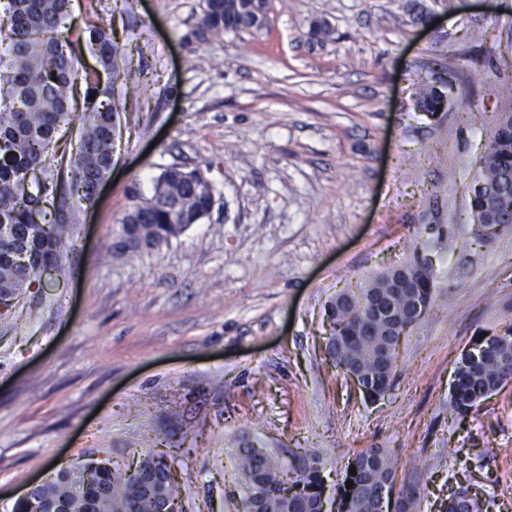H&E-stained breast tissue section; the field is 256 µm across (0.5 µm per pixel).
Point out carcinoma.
Listing matches in <instances>:
<instances>
[{"label":"carcinoma","instance_id":"obj_1","mask_svg":"<svg viewBox=\"0 0 512 512\" xmlns=\"http://www.w3.org/2000/svg\"><path fill=\"white\" fill-rule=\"evenodd\" d=\"M70 0H6L7 23H0V310L12 313L16 304L40 283L44 268L58 267L70 247L74 204H91L96 185L112 169V133L116 112L109 89L101 88L100 72H112L116 45L96 27L85 30V41L100 70L85 72L84 110L72 112L70 89L81 51L80 39L63 32ZM249 12L224 10V0H206L194 32L203 42L209 33L253 27ZM94 99H89V96ZM421 112L433 115L444 106L443 94L431 87L416 101ZM77 121L80 131L67 169L52 170L49 154L61 125ZM471 186L472 236L487 242L512 228V115L499 122L484 153L476 160ZM211 199L196 193L188 171L175 166L154 179L151 196L141 198L121 220L123 250L143 252L170 244L210 208ZM38 216L42 227L30 224ZM415 276L411 288H398L397 269ZM431 266L416 257L376 275L370 283L336 293L327 306L330 336L327 349L340 372L355 369L362 393L375 400L393 381L395 350L401 336L419 322L417 307L433 301ZM383 306L376 315L375 306ZM386 355H381L383 346ZM512 376V326L495 334L462 358L451 391V405L461 414ZM238 463L247 496L242 512H319L325 489L317 455H308L294 468L295 477L267 454L251 445L238 449ZM356 473H344L336 489V512H382L380 492L392 487L395 460L381 448H370L351 461ZM172 468L160 454H148L135 466L110 462L88 473L63 469L32 493L33 502L54 500L73 508L87 503L93 512H156L152 485L169 482ZM354 482L346 488L347 481ZM448 512H480L478 498L460 488L448 499Z\"/></svg>","mask_w":512,"mask_h":512}]
</instances>
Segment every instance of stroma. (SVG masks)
<instances>
[{"instance_id": "35a3bbf8", "label": "stroma", "mask_w": 512, "mask_h": 512, "mask_svg": "<svg viewBox=\"0 0 512 512\" xmlns=\"http://www.w3.org/2000/svg\"><path fill=\"white\" fill-rule=\"evenodd\" d=\"M269 0L258 30L190 41L203 0H71L117 47L112 171L77 207L44 302L0 318V512L34 482L164 453L181 512H240L244 443L318 453L326 498L355 454L398 460L393 491L445 512L451 490L512 512V379L452 408L463 356L512 324V230L471 238L476 158L512 112V0ZM330 33L313 39V22ZM445 106H416L433 64ZM141 82L124 90L126 71ZM203 167L209 217L160 250L119 221L164 168ZM435 300L364 399L326 351V308L413 254Z\"/></svg>"}]
</instances>
